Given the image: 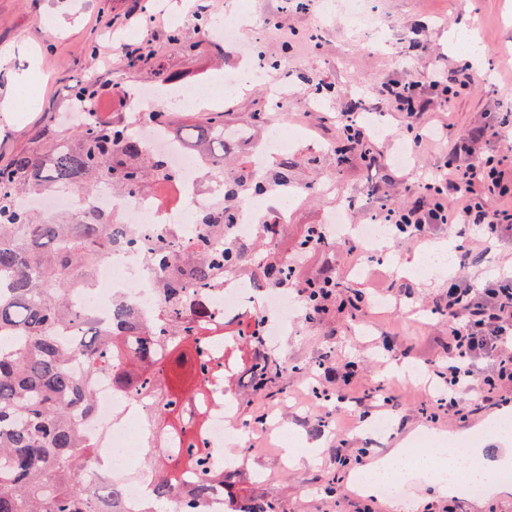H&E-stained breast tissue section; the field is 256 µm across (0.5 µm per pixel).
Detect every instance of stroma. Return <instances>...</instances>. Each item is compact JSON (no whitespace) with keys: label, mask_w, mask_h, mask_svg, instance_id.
<instances>
[{"label":"stroma","mask_w":512,"mask_h":512,"mask_svg":"<svg viewBox=\"0 0 512 512\" xmlns=\"http://www.w3.org/2000/svg\"><path fill=\"white\" fill-rule=\"evenodd\" d=\"M186 0H166L165 26H146V0H0V99L14 83L29 75L41 82V102L32 112L0 111V163L29 148L35 136L69 133L65 114L72 106V89L82 80L99 77L115 86H139L155 81L156 71L189 82L217 76L242 65L240 48L215 49L199 40L184 18ZM383 17L378 38L348 31L336 18L321 20L315 5L294 9L286 0H248L247 6L267 20L261 46L272 60L287 59V71L272 70L271 82L289 98L332 93L324 111H269L265 88L242 93L224 114V128L240 132L235 162L246 166L249 149L263 142L279 125H305L308 138L294 152V176L309 184L310 194L290 211L276 238L277 253L297 257L296 278L287 292L299 297L301 287L335 271L363 297L361 310L333 302L318 319L300 318L278 346L254 349L232 346L224 370L239 383L236 420L251 432V446L237 468L240 483L275 512H399V502H418V512H512V484L499 493L474 497L464 493L444 498L423 477L408 479L402 501L380 495L363 496L351 487L354 473L398 445H412L422 430L472 436L499 409L512 408V382L502 385L499 405L476 400L475 385L489 373L484 359L473 361V375L458 397L467 407L463 416L448 417L436 400L446 392L443 377L454 358L448 320L437 312L449 281L482 288L512 276V233L496 244L485 242L470 227L464 242L466 261L452 259L450 268L425 278L402 277L373 265L368 277H354L358 250L337 242L335 250L298 253L297 246L312 224H327L333 211L351 205V221L366 223L383 206L410 207L424 202L420 183L443 167L450 145L440 123L465 133L492 124L496 137L484 154L512 152V0H377ZM195 41L193 53L169 42L173 28ZM159 36L158 70L129 68L120 54L123 44L148 46ZM456 73L465 67L473 84L458 95L434 97L420 110L418 126L431 140L413 152L409 166L395 165L392 156L405 140L406 115L376 93L393 81L424 82L434 68ZM379 105L385 134L366 130L371 157L352 152L346 160L322 154L318 144H337L341 116L354 105ZM334 182L330 194L322 182ZM454 227L444 226L425 236H399L390 247L397 264H410L430 246L456 242ZM285 361L287 370L262 386L243 383L241 373L256 357ZM392 420L390 431L373 436L363 429L380 415ZM291 430V447L279 450L265 428Z\"/></svg>","instance_id":"35a3bbf8"}]
</instances>
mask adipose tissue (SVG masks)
I'll return each instance as SVG.
<instances>
[{"label": "adipose tissue", "mask_w": 512, "mask_h": 512, "mask_svg": "<svg viewBox=\"0 0 512 512\" xmlns=\"http://www.w3.org/2000/svg\"><path fill=\"white\" fill-rule=\"evenodd\" d=\"M478 454L473 448H434L428 453L413 457L407 449H391L384 457L377 459L359 474L358 482L368 494H376L380 483L390 474L410 475L422 473L444 496L460 495L465 490L466 476L476 474L486 481L488 487H495V480L487 472H474Z\"/></svg>", "instance_id": "ef3b65f1"}]
</instances>
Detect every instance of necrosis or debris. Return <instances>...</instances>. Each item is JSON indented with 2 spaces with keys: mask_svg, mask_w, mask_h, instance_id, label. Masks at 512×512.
I'll use <instances>...</instances> for the list:
<instances>
[{
  "mask_svg": "<svg viewBox=\"0 0 512 512\" xmlns=\"http://www.w3.org/2000/svg\"><path fill=\"white\" fill-rule=\"evenodd\" d=\"M316 5L322 17L337 15L351 30L372 38L379 33L371 0H316ZM270 69L265 56L252 53L241 69L225 73L222 92H214L210 78L203 77L181 84L180 95L187 108L220 112L245 84L264 81ZM141 139L150 151L166 158L172 171L170 177L155 181L149 190L118 198L108 191L80 196L70 190L45 198L19 199L21 207L33 212H69L81 206L106 215L121 213L124 223L139 226L136 244L112 251L96 266L93 287L80 289L70 298L75 308L92 312L106 325L112 320L113 305L119 302L132 308L146 324L158 321L162 305L154 282L162 276L163 269L149 259L153 236L168 237L182 251L195 249L201 211L224 193L222 175L208 173L204 156L188 150L169 128L162 125L144 128ZM306 192V187L292 185L282 187L273 197L249 196L237 212L231 233L224 239L225 247L245 249L263 234L266 225L287 223L290 207ZM348 216L345 210L332 215L331 237L336 240L356 236L365 256L364 264L354 271L360 277L368 263L375 260L377 245L395 237L396 231L379 216L354 228L349 225ZM188 294L189 303L205 302L211 325L220 327L247 315L259 320L268 345L287 334L294 313L287 296L277 292L258 293L250 282L234 277L215 278L203 288L189 287ZM94 397L95 412L81 419L80 430L98 450L97 479L120 482L125 489V512H140L152 480L150 472L139 466L148 437L141 407L130 395L119 391L106 374L96 378ZM230 411L223 386H215L202 440L212 450L215 465L232 472L247 438L236 433L229 421Z\"/></svg>",
  "mask_w": 512,
  "mask_h": 512,
  "instance_id": "4bbe7bcc",
  "label": "necrosis or debris"
}]
</instances>
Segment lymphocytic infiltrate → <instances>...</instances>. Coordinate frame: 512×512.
<instances>
[{
	"label": "lymphocytic infiltrate",
	"mask_w": 512,
	"mask_h": 512,
	"mask_svg": "<svg viewBox=\"0 0 512 512\" xmlns=\"http://www.w3.org/2000/svg\"><path fill=\"white\" fill-rule=\"evenodd\" d=\"M427 90L436 95L451 94L447 72L435 70L424 85L394 81L379 88L377 94L411 119L418 112V100ZM487 135L484 129L468 136L449 131L451 149L442 174L422 186L429 203L389 210L388 223L412 236L426 234L440 224H475L489 241L499 240L512 230V208L504 204L505 199L512 197V182L500 166L482 159L481 149ZM441 312L448 317L457 359L448 367L445 383L449 394L438 398L439 409L451 416L461 415L455 393L471 377V362L478 357L491 361L480 396L483 402L496 404L502 384L512 381V280L482 289L449 283L448 301Z\"/></svg>",
	"instance_id": "lymphocytic-infiltrate-1"
}]
</instances>
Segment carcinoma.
Here are the masks:
<instances>
[{"label":"carcinoma","mask_w":512,"mask_h":512,"mask_svg":"<svg viewBox=\"0 0 512 512\" xmlns=\"http://www.w3.org/2000/svg\"><path fill=\"white\" fill-rule=\"evenodd\" d=\"M188 140L202 144L224 171V158L235 149L224 139V115L205 126L191 125ZM296 162L283 155L272 180L293 181ZM170 174L164 159L149 151L125 126L91 120L72 137L43 134L32 150L18 151L0 165V512H122L116 487H94L87 478L95 447L80 432L78 417L94 410L93 382L103 371L122 391L146 402L144 458L153 491L141 512H206L213 482L247 505L246 512H272L265 501L244 493L231 475L209 463L210 450L195 442L193 428L179 405L196 401V427L207 419L211 381L224 384V365L207 374L194 364L200 346L224 339L206 324V310L185 313V287L209 284L214 264L237 268L253 254L224 249V229L233 224V205L244 190L263 191L265 183L243 174L229 178L225 201L212 205L201 223L198 251L176 255L158 293L164 304L161 326L144 334L133 313L117 304L112 323L101 326L70 304L72 290L92 285L95 264L112 247L136 237V229L112 217L73 210L43 216L19 209V194L40 195L59 188L83 194L108 184L114 194L146 190ZM265 285L288 282L293 269L284 260L259 265ZM348 286L329 274L310 283L305 304L309 318L325 311L328 294ZM75 326L74 343L59 331ZM80 360L78 374L72 363ZM284 363L265 357L247 369L250 382L262 385L281 374ZM201 474L195 482L186 473Z\"/></svg>","instance_id":"carcinoma-1"}]
</instances>
